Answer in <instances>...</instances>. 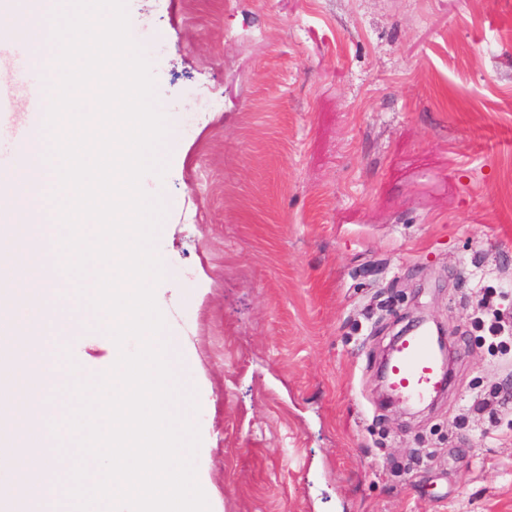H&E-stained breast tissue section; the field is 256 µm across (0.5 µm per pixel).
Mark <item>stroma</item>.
Here are the masks:
<instances>
[{
	"label": "stroma",
	"mask_w": 512,
	"mask_h": 512,
	"mask_svg": "<svg viewBox=\"0 0 512 512\" xmlns=\"http://www.w3.org/2000/svg\"><path fill=\"white\" fill-rule=\"evenodd\" d=\"M169 132L156 301L211 512H512V0H126ZM0 49V137L31 103ZM447 391L378 374L416 317ZM60 369L112 341L48 329Z\"/></svg>",
	"instance_id": "1"
}]
</instances>
